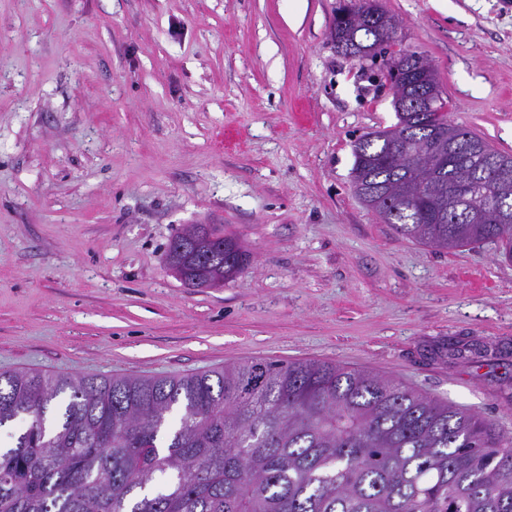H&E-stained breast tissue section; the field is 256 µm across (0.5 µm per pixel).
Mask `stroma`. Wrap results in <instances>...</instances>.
Segmentation results:
<instances>
[{
	"label": "stroma",
	"mask_w": 512,
	"mask_h": 512,
	"mask_svg": "<svg viewBox=\"0 0 512 512\" xmlns=\"http://www.w3.org/2000/svg\"><path fill=\"white\" fill-rule=\"evenodd\" d=\"M342 2L0 0V372L318 360L512 435V261L402 238L351 184L406 51L512 155V0H380L398 40L372 62L337 53ZM194 224L248 269L185 286L166 250Z\"/></svg>",
	"instance_id": "obj_1"
}]
</instances>
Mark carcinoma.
Wrapping results in <instances>:
<instances>
[{
    "mask_svg": "<svg viewBox=\"0 0 512 512\" xmlns=\"http://www.w3.org/2000/svg\"><path fill=\"white\" fill-rule=\"evenodd\" d=\"M334 42L358 60L387 53L368 21L342 9ZM398 124H450L441 110ZM387 130L353 145L352 187L426 198L378 210L404 238L436 249L492 243L512 261V223L470 211L443 223L448 189L480 181L464 155L413 168ZM167 249L184 284L235 279L251 253L232 234L196 225ZM64 409L47 425L60 395ZM27 425L0 447V512H512V438L478 415L366 370L322 361L256 360L179 377L73 378L0 373V428Z\"/></svg>",
    "mask_w": 512,
    "mask_h": 512,
    "instance_id": "obj_1",
    "label": "carcinoma"
}]
</instances>
